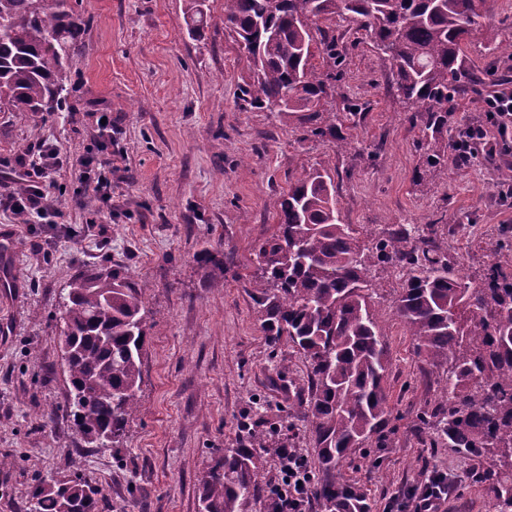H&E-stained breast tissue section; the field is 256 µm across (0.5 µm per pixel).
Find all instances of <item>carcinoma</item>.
<instances>
[{
	"label": "carcinoma",
	"mask_w": 512,
	"mask_h": 512,
	"mask_svg": "<svg viewBox=\"0 0 512 512\" xmlns=\"http://www.w3.org/2000/svg\"><path fill=\"white\" fill-rule=\"evenodd\" d=\"M205 0H189L187 31L203 25ZM77 0H0V112L45 116L64 110L67 60L81 48L87 18ZM486 0H224V27L249 62L239 86L243 108L278 119L301 113L306 136L346 141L324 104L336 88L341 55L318 22L350 19L391 62L396 96L427 141V164L448 163V113L467 75L463 44L477 34L512 56V41L484 27ZM320 56L325 69L312 60ZM279 229L256 249L248 282L270 348L284 341L305 360L308 397L288 418L305 423L317 456L312 494L321 512H370L355 482L336 468L383 443L389 430L388 350L368 278L378 264L408 265L396 311L434 366L446 368L441 402L420 417L429 440L483 458L476 480L488 484L493 512H512V272L493 265L480 286L448 266L440 248L398 228L370 247L343 224L334 179L301 168L277 201ZM141 293L120 272L85 269L70 284L62 354L69 416L83 436L112 432L117 451L138 409L146 344ZM267 433L244 428L203 473L201 512H241L260 493V451ZM98 488L79 477L40 486L31 512H98Z\"/></svg>",
	"instance_id": "cac0c4a2"
}]
</instances>
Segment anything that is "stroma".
<instances>
[{
  "mask_svg": "<svg viewBox=\"0 0 512 512\" xmlns=\"http://www.w3.org/2000/svg\"><path fill=\"white\" fill-rule=\"evenodd\" d=\"M88 24L67 69L74 86L64 111L44 118L0 112V191H14L16 160L53 144L61 166L42 216L0 206V512H28L36 487L69 475L98 487L100 512H200V478L242 425L280 427L289 447L314 450L308 429L289 423L293 385L307 366L291 346L265 342L246 282L255 247L278 229L276 201L301 166L334 177L342 223L369 245L406 227L448 250L449 265L480 284L491 265L512 269V192L499 172L512 166L482 98L512 79V58L482 36L464 48L482 82L462 87L448 137L481 126L466 162L431 167L427 144L389 83L391 63L355 23L324 27L345 56L328 98L350 113L346 143L307 138L298 117L246 110L237 100L247 59L224 27V0H205L197 38L187 0H79ZM112 115V204L75 206L80 162L96 150L100 113ZM233 256L222 271L202 251ZM120 271L141 285L146 307L139 408L119 451L91 448L67 411L69 386L59 344L62 301L87 267ZM409 268L377 265L374 314L383 327L392 431L338 478L358 482L370 512H392L408 488L444 470L457 480L441 512H488L473 483L478 459L431 444L418 418L442 397L433 367L395 313Z\"/></svg>",
  "mask_w": 512,
  "mask_h": 512,
  "instance_id": "1",
  "label": "stroma"
}]
</instances>
